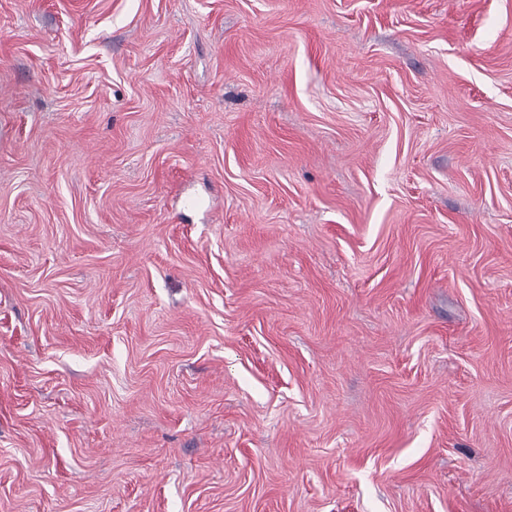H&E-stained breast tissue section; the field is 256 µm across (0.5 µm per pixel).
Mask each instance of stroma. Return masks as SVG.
<instances>
[{"label":"stroma","instance_id":"obj_1","mask_svg":"<svg viewBox=\"0 0 512 512\" xmlns=\"http://www.w3.org/2000/svg\"><path fill=\"white\" fill-rule=\"evenodd\" d=\"M0 512H512V0H0Z\"/></svg>","mask_w":512,"mask_h":512}]
</instances>
